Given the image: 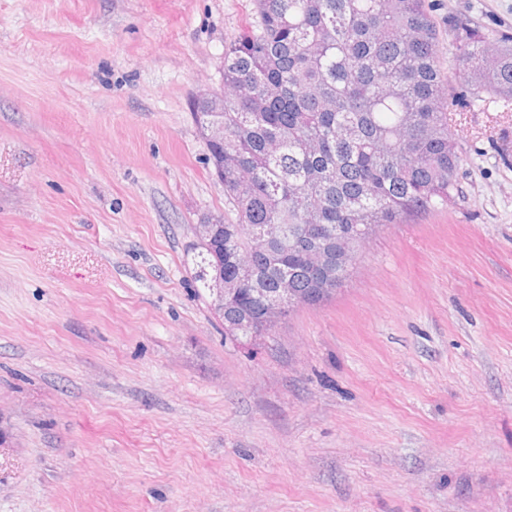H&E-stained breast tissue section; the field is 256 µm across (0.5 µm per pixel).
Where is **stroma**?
I'll return each instance as SVG.
<instances>
[{
	"label": "stroma",
	"instance_id": "obj_1",
	"mask_svg": "<svg viewBox=\"0 0 512 512\" xmlns=\"http://www.w3.org/2000/svg\"><path fill=\"white\" fill-rule=\"evenodd\" d=\"M512 35V0H427ZM254 0H0V512H512V112L449 69L461 163L324 304L226 336L188 102Z\"/></svg>",
	"mask_w": 512,
	"mask_h": 512
}]
</instances>
